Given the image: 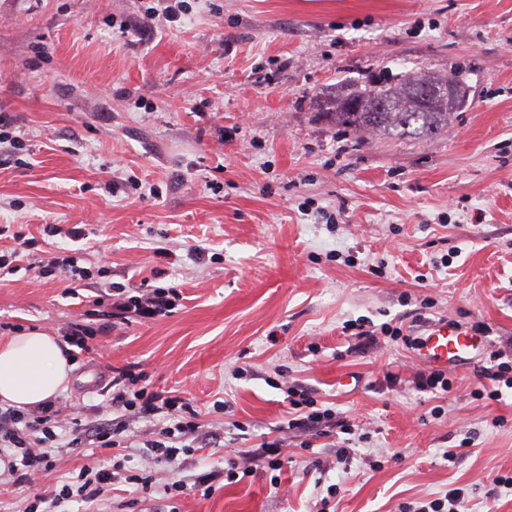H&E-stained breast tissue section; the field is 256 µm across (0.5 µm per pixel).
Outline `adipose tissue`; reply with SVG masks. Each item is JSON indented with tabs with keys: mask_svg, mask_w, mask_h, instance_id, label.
<instances>
[{
	"mask_svg": "<svg viewBox=\"0 0 512 512\" xmlns=\"http://www.w3.org/2000/svg\"><path fill=\"white\" fill-rule=\"evenodd\" d=\"M72 365L57 339L40 331L0 341V406L31 410L68 385Z\"/></svg>",
	"mask_w": 512,
	"mask_h": 512,
	"instance_id": "ef3b65f1",
	"label": "adipose tissue"
}]
</instances>
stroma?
I'll return each instance as SVG.
<instances>
[{"label": "stroma", "mask_w": 512, "mask_h": 512, "mask_svg": "<svg viewBox=\"0 0 512 512\" xmlns=\"http://www.w3.org/2000/svg\"><path fill=\"white\" fill-rule=\"evenodd\" d=\"M169 3L173 22L157 0H0V113L22 132L0 147V336L96 330L55 399L81 437L42 480H0V512H512V396L485 373L512 359V0ZM407 69L464 70L447 129L371 138L322 113L339 81ZM70 254L74 298L47 267ZM170 287L162 314L108 303ZM442 319L486 341L424 391L388 330ZM125 369L183 393L213 444L173 465L90 449L106 420L170 425L107 407ZM300 391L352 434L288 429ZM266 439L280 469L244 456ZM91 463L102 494L55 500ZM232 463L255 472L229 482Z\"/></svg>", "instance_id": "35a3bbf8"}]
</instances>
